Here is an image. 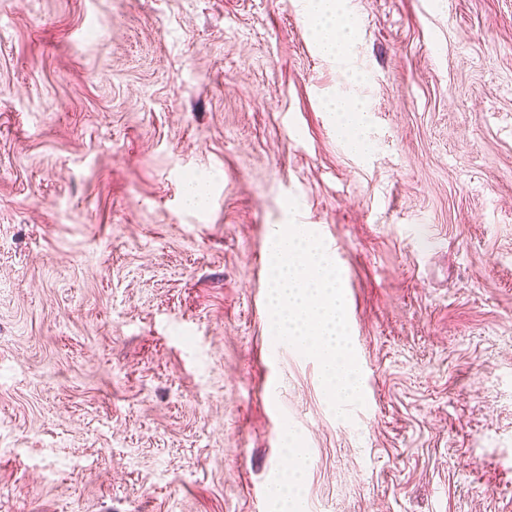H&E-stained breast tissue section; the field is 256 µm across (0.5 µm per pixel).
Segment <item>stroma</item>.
Masks as SVG:
<instances>
[{
	"instance_id": "stroma-1",
	"label": "stroma",
	"mask_w": 512,
	"mask_h": 512,
	"mask_svg": "<svg viewBox=\"0 0 512 512\" xmlns=\"http://www.w3.org/2000/svg\"><path fill=\"white\" fill-rule=\"evenodd\" d=\"M346 6L339 63L302 0H0V512H275L288 429L304 512H512V0ZM292 218L341 272L348 421L272 336ZM326 110L331 113L336 130L346 138L351 149L356 152L368 150L369 144L363 131L367 115L360 103L346 96H336L328 102ZM208 185L201 179L194 178L185 185L183 202L188 209H202L208 201Z\"/></svg>"
}]
</instances>
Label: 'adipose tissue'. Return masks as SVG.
I'll list each match as a JSON object with an SVG mask.
<instances>
[{"label":"adipose tissue","mask_w":512,"mask_h":512,"mask_svg":"<svg viewBox=\"0 0 512 512\" xmlns=\"http://www.w3.org/2000/svg\"><path fill=\"white\" fill-rule=\"evenodd\" d=\"M303 15L318 52L330 59L343 60L358 29L357 19L346 9L344 0H304ZM326 110L351 149L357 152L368 150L369 144L364 135L367 115L360 103L346 96H338L328 102ZM285 444L294 465L276 484L274 500L279 512H302L299 474L306 465V456L293 433H286Z\"/></svg>","instance_id":"obj_1"}]
</instances>
